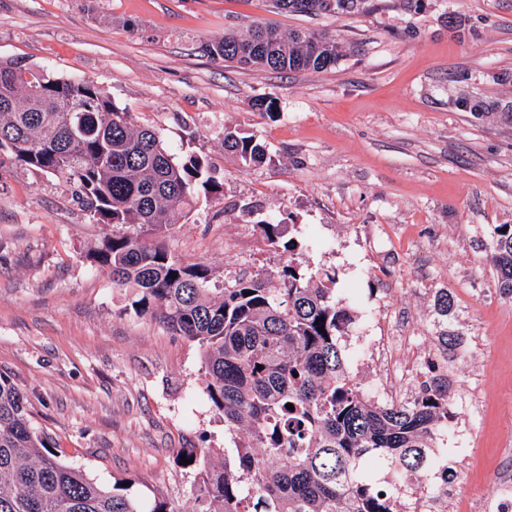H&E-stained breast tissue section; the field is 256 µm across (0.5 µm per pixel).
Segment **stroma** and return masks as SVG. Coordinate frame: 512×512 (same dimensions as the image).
Instances as JSON below:
<instances>
[{"label": "stroma", "mask_w": 512, "mask_h": 512, "mask_svg": "<svg viewBox=\"0 0 512 512\" xmlns=\"http://www.w3.org/2000/svg\"><path fill=\"white\" fill-rule=\"evenodd\" d=\"M264 20L333 31L352 52L278 74L202 49ZM0 60L94 79L175 159L207 156L224 197L197 198L166 243L209 268L213 292L278 278L288 256L257 223L281 222L310 271L336 274L355 316L346 355L360 337L399 336L414 371L406 400L450 380L436 445L460 489L446 512H492L494 479L512 476V295L488 259L495 227L512 225V0H380L343 17L272 0H0ZM262 97L274 115L256 108ZM228 126L264 143L267 162L226 154ZM139 230L94 222L52 175L0 169V371L63 460L193 512L198 468L183 449L230 458L244 435L207 399L198 345L137 315L132 289L88 260L104 236Z\"/></svg>", "instance_id": "obj_1"}]
</instances>
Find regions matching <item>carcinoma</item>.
I'll list each match as a JSON object with an SVG mask.
<instances>
[{
	"label": "carcinoma",
	"instance_id": "cac0c4a2",
	"mask_svg": "<svg viewBox=\"0 0 512 512\" xmlns=\"http://www.w3.org/2000/svg\"><path fill=\"white\" fill-rule=\"evenodd\" d=\"M324 2L273 0L280 12L306 15L374 7V0H335L330 12ZM202 50L276 72H320L346 56L332 33L285 34L261 22ZM224 151L245 166L267 159L260 141L229 127ZM7 164L73 184L98 224L145 226V236L104 238L89 257L115 286L135 290L136 314L199 344L208 400L225 428L245 434L231 460L187 453L199 466L195 512H403L411 483L428 495L448 493V479L437 486L429 465L434 440L448 428V380L421 383L406 404L365 399L339 345L354 316L336 301V274L309 271L281 222L259 223L269 246L293 255L278 285L241 278L216 298L205 265L168 251L163 238L196 196L223 197L207 157L175 160L154 130L135 126L91 79L0 60V168ZM489 258L499 291L512 295V225L496 228ZM369 461L385 472L384 484L367 474ZM0 512L175 510L165 501L147 510L123 481L100 483L60 459L32 424L25 395L0 372Z\"/></svg>",
	"mask_w": 512,
	"mask_h": 512
}]
</instances>
